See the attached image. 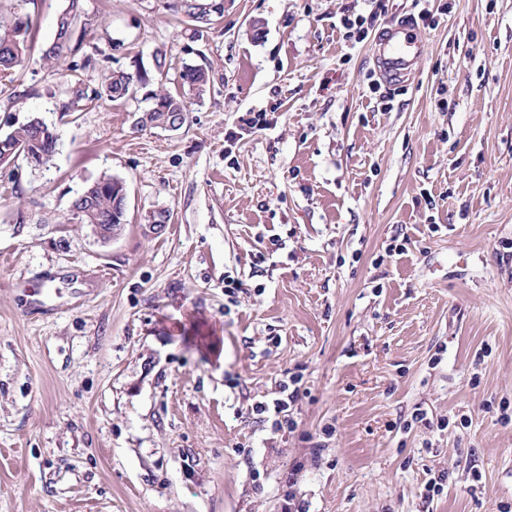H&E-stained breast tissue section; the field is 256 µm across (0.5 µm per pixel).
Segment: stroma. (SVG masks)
I'll use <instances>...</instances> for the list:
<instances>
[{"mask_svg":"<svg viewBox=\"0 0 512 512\" xmlns=\"http://www.w3.org/2000/svg\"><path fill=\"white\" fill-rule=\"evenodd\" d=\"M174 3L85 0L73 72L40 60L66 0H0V36L32 22L0 134L58 135L49 167L0 165V512L512 506V0H430L397 88L371 46L413 0H224L205 28ZM158 48L210 74L181 128L134 130L139 97L63 111ZM103 177L108 243L71 215Z\"/></svg>","mask_w":512,"mask_h":512,"instance_id":"1","label":"stroma"}]
</instances>
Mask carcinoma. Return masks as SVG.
<instances>
[{
    "instance_id": "cac0c4a2",
    "label": "carcinoma",
    "mask_w": 512,
    "mask_h": 512,
    "mask_svg": "<svg viewBox=\"0 0 512 512\" xmlns=\"http://www.w3.org/2000/svg\"><path fill=\"white\" fill-rule=\"evenodd\" d=\"M210 0H181L180 9L196 23L210 25L217 16L204 9ZM93 25V19L85 12L84 0H68L66 7L58 14L55 21V37L44 50L42 60L51 65L64 57H72L69 70L75 72L95 65L90 56L75 60L81 49L79 43L73 41L77 26ZM31 21L18 20L12 33L0 37V75L6 76L13 69L23 65L28 58V36ZM210 81L208 70L202 66L187 65L179 73L177 85L179 91L172 93L161 87L149 92L152 106V120L162 118L165 112H188V101L201 99ZM148 84V73H133L127 69L111 71L95 88H87L75 83L72 87V98L63 104V110L73 112L82 100L96 101L102 105L125 100L138 93ZM57 148V135L53 127L41 118L33 117L14 128L5 135H0V163L9 164L22 159L31 168L47 167L53 161ZM121 180L103 178L89 184L72 203V215L80 224H110L116 233H122L127 224L126 213L115 204L118 186Z\"/></svg>"
}]
</instances>
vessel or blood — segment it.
I'll return each instance as SVG.
<instances>
[{"mask_svg":"<svg viewBox=\"0 0 512 512\" xmlns=\"http://www.w3.org/2000/svg\"><path fill=\"white\" fill-rule=\"evenodd\" d=\"M422 46L414 17L389 23L378 33L371 48L376 72L385 83H403L413 75Z\"/></svg>","mask_w":512,"mask_h":512,"instance_id":"1","label":"vessel or blood"}]
</instances>
